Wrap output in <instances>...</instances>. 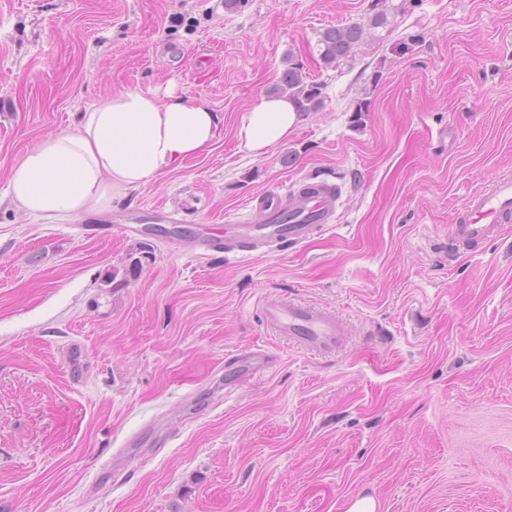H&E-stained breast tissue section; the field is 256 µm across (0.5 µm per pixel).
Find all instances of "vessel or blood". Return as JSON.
Returning a JSON list of instances; mask_svg holds the SVG:
<instances>
[{"instance_id":"b4317fda","label":"vessel or blood","mask_w":512,"mask_h":512,"mask_svg":"<svg viewBox=\"0 0 512 512\" xmlns=\"http://www.w3.org/2000/svg\"><path fill=\"white\" fill-rule=\"evenodd\" d=\"M339 199L340 191L335 184L306 182L287 195L273 192L257 198L261 223L239 220L229 230L242 252L263 246L302 245L315 232L333 223ZM510 224L512 175L506 174L468 195L451 226L448 242L453 250H463L497 238ZM262 311L275 335L293 339L312 350H334L345 334L339 319L323 309L268 298L262 303ZM269 363V354L261 350H249L236 357L238 370L253 377L263 374Z\"/></svg>"}]
</instances>
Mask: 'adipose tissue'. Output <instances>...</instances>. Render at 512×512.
Instances as JSON below:
<instances>
[{"label": "adipose tissue", "mask_w": 512, "mask_h": 512, "mask_svg": "<svg viewBox=\"0 0 512 512\" xmlns=\"http://www.w3.org/2000/svg\"><path fill=\"white\" fill-rule=\"evenodd\" d=\"M284 96H264L245 114L240 146L262 152L298 123ZM220 117L175 91H132L79 113L72 130L49 136L28 151L8 176V196L40 219H65L110 207L113 197L165 175L180 160L211 148Z\"/></svg>", "instance_id": "1"}]
</instances>
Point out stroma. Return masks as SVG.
I'll list each match as a JSON object with an SVG mask.
<instances>
[{"label":"stroma","mask_w":512,"mask_h":512,"mask_svg":"<svg viewBox=\"0 0 512 512\" xmlns=\"http://www.w3.org/2000/svg\"><path fill=\"white\" fill-rule=\"evenodd\" d=\"M224 2L0 0V512H512V234L448 246L466 197L512 174V0ZM378 11L353 61L321 63L320 31ZM291 54L320 108L241 150ZM170 87L223 117L208 152L76 218L11 205L48 134ZM315 178L342 195L305 246H204ZM157 219L192 239L122 231ZM268 297L332 311L343 342L273 335ZM255 346L270 369L225 387Z\"/></svg>","instance_id":"obj_1"}]
</instances>
